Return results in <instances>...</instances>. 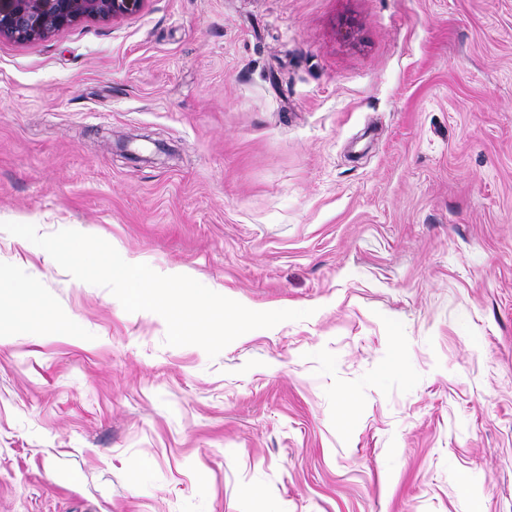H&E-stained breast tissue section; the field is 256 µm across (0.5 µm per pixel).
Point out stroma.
I'll use <instances>...</instances> for the list:
<instances>
[{
  "instance_id": "1",
  "label": "stroma",
  "mask_w": 512,
  "mask_h": 512,
  "mask_svg": "<svg viewBox=\"0 0 512 512\" xmlns=\"http://www.w3.org/2000/svg\"><path fill=\"white\" fill-rule=\"evenodd\" d=\"M0 221L312 312L212 359L0 231V512H512V0L2 38Z\"/></svg>"
}]
</instances>
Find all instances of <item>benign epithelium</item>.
Here are the masks:
<instances>
[{"label": "benign epithelium", "instance_id": "7a95c632", "mask_svg": "<svg viewBox=\"0 0 512 512\" xmlns=\"http://www.w3.org/2000/svg\"><path fill=\"white\" fill-rule=\"evenodd\" d=\"M144 0H0V38L44 40L80 21H114L139 12Z\"/></svg>", "mask_w": 512, "mask_h": 512}]
</instances>
